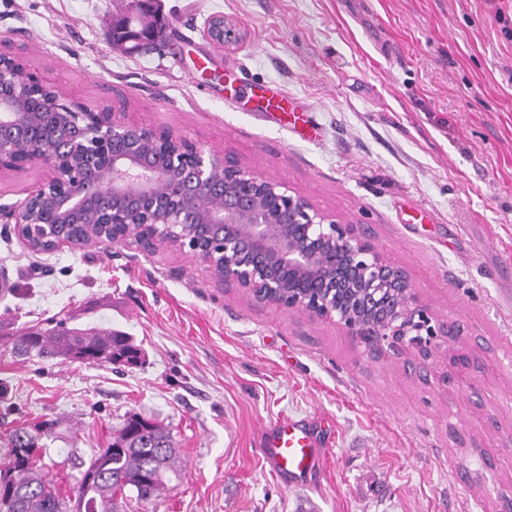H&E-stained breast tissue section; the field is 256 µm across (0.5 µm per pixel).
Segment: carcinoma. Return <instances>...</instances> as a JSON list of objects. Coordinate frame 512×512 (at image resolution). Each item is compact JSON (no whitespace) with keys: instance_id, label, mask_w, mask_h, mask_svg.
I'll list each match as a JSON object with an SVG mask.
<instances>
[{"instance_id":"cac0c4a2","label":"carcinoma","mask_w":512,"mask_h":512,"mask_svg":"<svg viewBox=\"0 0 512 512\" xmlns=\"http://www.w3.org/2000/svg\"><path fill=\"white\" fill-rule=\"evenodd\" d=\"M13 352L23 358L55 359L102 365H136L140 349L130 337L111 332L92 334L79 328L24 331L14 337ZM49 426L16 428L8 439V461L0 479L11 490L0 496V512H70L72 501L84 502V512H118V503L133 495L149 502L157 498L171 477L179 476L173 441L162 426L142 417L130 419L108 446L99 475L80 474L69 496L61 494L46 470L38 441Z\"/></svg>"}]
</instances>
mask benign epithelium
Masks as SVG:
<instances>
[{
	"label": "benign epithelium",
	"instance_id": "obj_1",
	"mask_svg": "<svg viewBox=\"0 0 512 512\" xmlns=\"http://www.w3.org/2000/svg\"><path fill=\"white\" fill-rule=\"evenodd\" d=\"M159 26H128L121 45L153 41ZM205 34L221 50L246 37L228 18L209 19ZM35 121L47 129L36 149ZM28 165L44 177L23 200L0 205V223L14 225L34 254L170 244L257 306L335 324L374 361L425 362L443 344L462 343L461 327L437 318L410 273L362 225L169 127L66 100L0 50V170ZM80 224H97L100 234L77 235Z\"/></svg>",
	"mask_w": 512,
	"mask_h": 512
}]
</instances>
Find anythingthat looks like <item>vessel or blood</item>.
<instances>
[{"mask_svg": "<svg viewBox=\"0 0 512 512\" xmlns=\"http://www.w3.org/2000/svg\"><path fill=\"white\" fill-rule=\"evenodd\" d=\"M268 113L283 112L295 129H306L311 119L306 107L298 101L286 100L277 85L263 89ZM257 450L270 470L280 479L302 483L317 467L318 447L310 425L291 419L276 421L262 433Z\"/></svg>", "mask_w": 512, "mask_h": 512, "instance_id": "1", "label": "vessel or blood"}]
</instances>
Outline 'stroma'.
I'll return each mask as SVG.
<instances>
[{
  "mask_svg": "<svg viewBox=\"0 0 512 512\" xmlns=\"http://www.w3.org/2000/svg\"><path fill=\"white\" fill-rule=\"evenodd\" d=\"M163 54L113 49L132 0H0V48L66 98L169 127L368 228L438 315L464 329L481 400L374 362L334 324L254 305L177 248L33 254L0 224V463L18 427L61 491L125 420L170 429L181 475L121 512H499L512 490V0H156ZM214 14L246 32L219 50ZM301 100L317 140L267 123L262 88ZM121 331L141 365L22 359L10 335L56 322ZM318 419L317 472L288 485L263 426Z\"/></svg>",
  "mask_w": 512,
  "mask_h": 512,
  "instance_id": "obj_1",
  "label": "stroma"
}]
</instances>
